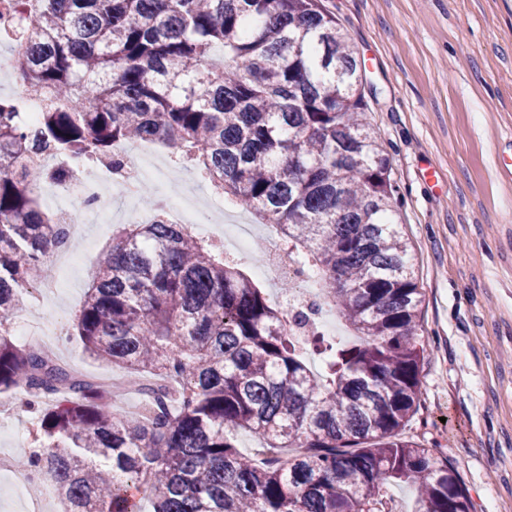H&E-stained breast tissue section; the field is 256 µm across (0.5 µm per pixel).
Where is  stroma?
<instances>
[{"instance_id": "obj_1", "label": "stroma", "mask_w": 512, "mask_h": 512, "mask_svg": "<svg viewBox=\"0 0 512 512\" xmlns=\"http://www.w3.org/2000/svg\"><path fill=\"white\" fill-rule=\"evenodd\" d=\"M357 48L399 185L427 344L404 433L448 458L472 512H512V0H326ZM114 226L64 270L61 360L98 381L75 316Z\"/></svg>"}]
</instances>
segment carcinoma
<instances>
[{
    "label": "carcinoma",
    "instance_id": "carcinoma-1",
    "mask_svg": "<svg viewBox=\"0 0 512 512\" xmlns=\"http://www.w3.org/2000/svg\"><path fill=\"white\" fill-rule=\"evenodd\" d=\"M24 98H0V323L23 309L62 220L38 188L91 159L119 168L122 142H158L213 190L276 226L321 270L354 339L316 372L282 310L210 244L156 214L104 252L77 316L89 355L177 381L149 415L0 332V393L24 385L43 445L17 466L49 476L64 512H471L448 459L403 436L427 345L424 295L394 209L398 186L366 116L356 47L322 0H15ZM224 48V66L210 53ZM43 99L34 126L24 100ZM62 156L67 165L45 164ZM239 430L272 454L240 453Z\"/></svg>",
    "mask_w": 512,
    "mask_h": 512
}]
</instances>
